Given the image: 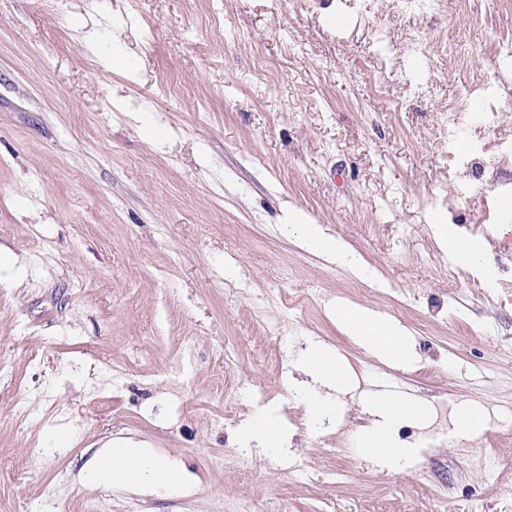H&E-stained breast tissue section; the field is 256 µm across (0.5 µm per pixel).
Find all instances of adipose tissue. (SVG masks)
Instances as JSON below:
<instances>
[{
    "label": "adipose tissue",
    "mask_w": 512,
    "mask_h": 512,
    "mask_svg": "<svg viewBox=\"0 0 512 512\" xmlns=\"http://www.w3.org/2000/svg\"><path fill=\"white\" fill-rule=\"evenodd\" d=\"M286 226L289 233L308 249L335 259L357 275H367L368 268L362 259L342 240L328 236L322 226L302 223L292 209L287 212ZM434 235L440 249L456 258L459 265L479 269L485 279H492L494 269L488 261L489 243L486 239L461 238L450 224L435 225ZM334 316L344 331L368 344L380 356L394 362L410 357L411 344L405 339L398 323L349 305L337 307ZM301 368L311 378L303 394L314 419L319 421L334 415L339 404L338 395L344 390V369L319 344L308 349L301 360ZM371 404L376 420L357 438L361 453L382 457L387 465L393 467L416 457L417 448L397 441L395 432L404 422L424 417L421 402L391 401L377 396L372 398ZM102 454L112 457L111 471H104L101 462H94L86 472L87 481H107L116 487L151 489L185 480L184 473L174 461L160 458L147 448H129L117 444L103 449Z\"/></svg>",
    "instance_id": "1"
}]
</instances>
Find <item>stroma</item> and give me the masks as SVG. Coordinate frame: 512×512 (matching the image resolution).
Wrapping results in <instances>:
<instances>
[{
    "instance_id": "1",
    "label": "stroma",
    "mask_w": 512,
    "mask_h": 512,
    "mask_svg": "<svg viewBox=\"0 0 512 512\" xmlns=\"http://www.w3.org/2000/svg\"><path fill=\"white\" fill-rule=\"evenodd\" d=\"M369 0H0V512H512V442L459 473L437 416L410 423L418 457L397 470L351 451L370 391L485 407V437L512 429V254L487 287L438 247L431 218L485 234L512 196V110L478 172L448 159L443 109L460 85L437 60L430 94L373 50L385 26L491 49L512 0L454 17L391 15ZM122 54L124 66L106 64ZM276 66L265 84L256 56ZM296 207L376 273L311 251L281 217ZM320 306L290 311L310 288ZM340 302L386 314L415 358L390 363L348 335ZM345 368L328 424L299 366L310 343ZM277 409L283 455H233L241 424ZM181 463V489L138 494L84 481L112 438ZM349 473L338 482L322 455ZM306 455L309 469L288 472Z\"/></svg>"
}]
</instances>
